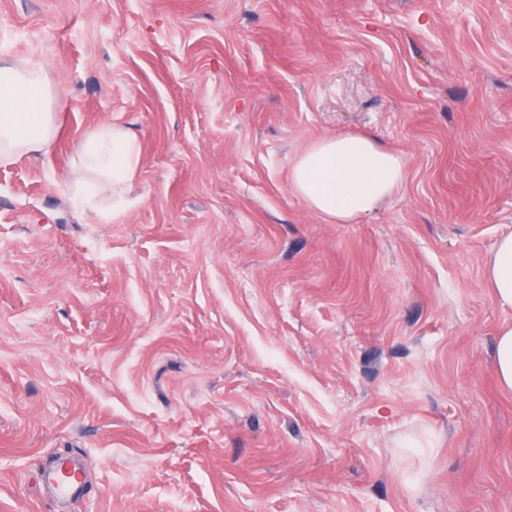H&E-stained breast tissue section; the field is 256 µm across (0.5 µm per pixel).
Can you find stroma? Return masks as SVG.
<instances>
[{
    "label": "stroma",
    "instance_id": "1",
    "mask_svg": "<svg viewBox=\"0 0 512 512\" xmlns=\"http://www.w3.org/2000/svg\"><path fill=\"white\" fill-rule=\"evenodd\" d=\"M51 147L0 162V512H512L486 278L512 233V0H0ZM133 131L127 210L71 200ZM366 133L401 188L329 224L289 187ZM77 155V167L81 171H92L112 183V211L99 212L100 219L108 222L129 205L121 193V188L131 181L140 162L138 138L125 126L105 125L78 148ZM43 489L59 499H80L85 495L84 469L69 458L51 461L38 475Z\"/></svg>",
    "mask_w": 512,
    "mask_h": 512
}]
</instances>
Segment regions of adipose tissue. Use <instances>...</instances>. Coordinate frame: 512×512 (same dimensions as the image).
<instances>
[{
    "instance_id": "obj_1",
    "label": "adipose tissue",
    "mask_w": 512,
    "mask_h": 512,
    "mask_svg": "<svg viewBox=\"0 0 512 512\" xmlns=\"http://www.w3.org/2000/svg\"><path fill=\"white\" fill-rule=\"evenodd\" d=\"M41 66L0 63V160L45 152L57 135L61 115ZM79 169L111 183L112 207L103 221L122 212L121 193L140 162V144L127 127L96 130L77 150ZM402 157L372 136L339 133L312 141L293 161L289 184L307 208L330 224H351L375 211L403 184ZM487 276L501 306L512 307V234L503 236L487 263Z\"/></svg>"
}]
</instances>
